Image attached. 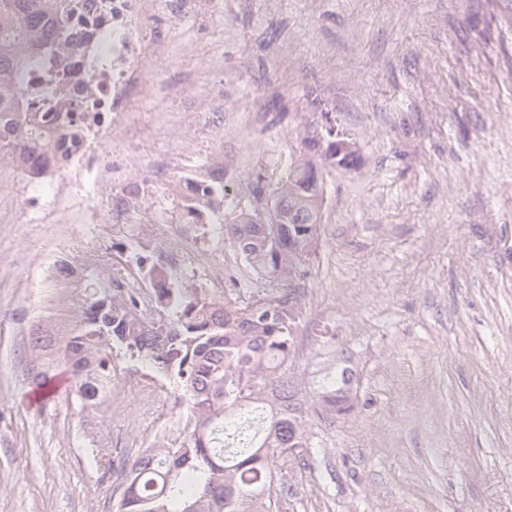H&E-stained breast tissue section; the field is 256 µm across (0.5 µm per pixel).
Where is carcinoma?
<instances>
[{
	"label": "carcinoma",
	"instance_id": "1",
	"mask_svg": "<svg viewBox=\"0 0 512 512\" xmlns=\"http://www.w3.org/2000/svg\"><path fill=\"white\" fill-rule=\"evenodd\" d=\"M75 0H0V149L23 145V164L34 174L57 162L54 140L66 116L50 112L59 97L35 103L28 83L34 70L60 87L66 62L58 47L71 40ZM320 185L288 172L276 187L256 181L252 198L232 208L238 224H265L239 244L237 253L256 277L288 271L306 246L305 218L317 216ZM227 192L223 178L187 179L186 215L199 218L220 209ZM295 216L271 223L270 211ZM134 267L150 284L159 308L151 316L145 297L125 291L118 278L84 277L85 299L71 328L33 329L29 378L44 387L65 365L76 396L91 403L106 395L123 353L157 375L174 381L188 404L182 431L147 448L122 466L123 491L117 512H288L298 474L319 465L316 452L288 455L298 445L313 447L309 404L288 414V357L294 334L289 306L304 293L288 291L259 302L214 301L167 273L157 253L133 254ZM112 335L107 340L105 336ZM322 410L343 415L354 409L351 389L331 376L314 396Z\"/></svg>",
	"mask_w": 512,
	"mask_h": 512
}]
</instances>
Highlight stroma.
<instances>
[{
    "instance_id": "obj_1",
    "label": "stroma",
    "mask_w": 512,
    "mask_h": 512,
    "mask_svg": "<svg viewBox=\"0 0 512 512\" xmlns=\"http://www.w3.org/2000/svg\"><path fill=\"white\" fill-rule=\"evenodd\" d=\"M160 53L134 100L107 188L86 186L64 221L0 174V512H117L112 467L176 437L175 383L116 359L112 387L81 403L66 370L37 390L33 325L67 329L87 269L141 287L127 256L155 227L187 248L179 283L214 299L272 293L210 216L187 221L182 178L221 174L248 197L277 184L296 136L332 119L354 144L324 170L318 245L297 285L298 381L351 370L355 408L310 416L330 465L297 479L291 512H512V0H211L179 26L147 14ZM198 135L165 179L129 175L124 151L163 153L191 100ZM282 100L285 111L267 103ZM138 201L123 222L85 216L107 194Z\"/></svg>"
}]
</instances>
